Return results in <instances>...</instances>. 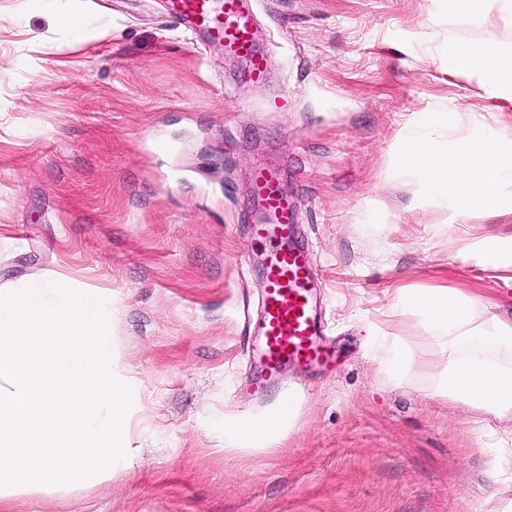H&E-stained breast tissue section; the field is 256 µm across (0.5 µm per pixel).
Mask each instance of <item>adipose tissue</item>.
I'll return each mask as SVG.
<instances>
[{
    "label": "adipose tissue",
    "instance_id": "adipose-tissue-1",
    "mask_svg": "<svg viewBox=\"0 0 512 512\" xmlns=\"http://www.w3.org/2000/svg\"><path fill=\"white\" fill-rule=\"evenodd\" d=\"M454 16L489 26L512 23V0H446ZM448 69L472 75L479 97L512 102V44L495 36L478 41L449 37ZM464 264L512 275V234L466 239L456 253ZM394 306L421 317L444 363L435 375L440 394L470 410L498 419L512 418V316L464 288H408L392 296ZM292 409L280 405L257 420L224 423L228 448L266 446L281 433Z\"/></svg>",
    "mask_w": 512,
    "mask_h": 512
}]
</instances>
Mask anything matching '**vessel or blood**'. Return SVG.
I'll use <instances>...</instances> for the list:
<instances>
[{
  "label": "vessel or blood",
  "instance_id": "vessel-or-blood-1",
  "mask_svg": "<svg viewBox=\"0 0 512 512\" xmlns=\"http://www.w3.org/2000/svg\"><path fill=\"white\" fill-rule=\"evenodd\" d=\"M172 21L196 36L202 49L217 47L245 60L254 83L268 75V57L256 41L254 0H167ZM280 168H257L251 191L259 205L250 223L252 244L262 252L264 283L252 362L260 384L278 383L289 370L331 369L335 349L325 334L319 277L299 241V202L283 194Z\"/></svg>",
  "mask_w": 512,
  "mask_h": 512
}]
</instances>
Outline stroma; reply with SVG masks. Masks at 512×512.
<instances>
[{
  "label": "stroma",
  "instance_id": "1",
  "mask_svg": "<svg viewBox=\"0 0 512 512\" xmlns=\"http://www.w3.org/2000/svg\"><path fill=\"white\" fill-rule=\"evenodd\" d=\"M0 0V289L61 282L107 300L112 369L136 381L112 481L20 493L0 512H486L512 502V420L439 395L440 362L398 288L466 287L512 314V283L456 261L512 233L421 197L393 155L415 113L451 104L487 124L512 103L452 75L449 35L484 37L439 0H258L266 82L199 54L165 0ZM283 168L322 281L335 373L253 391L263 281L241 211L253 171ZM399 336L401 382L367 329ZM287 398L267 448L226 451L224 422Z\"/></svg>",
  "mask_w": 512,
  "mask_h": 512
}]
</instances>
